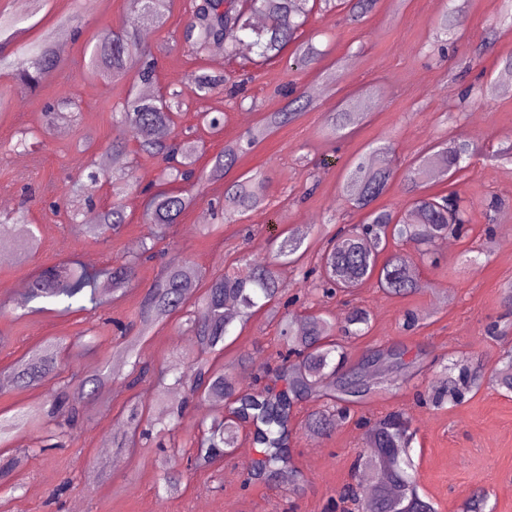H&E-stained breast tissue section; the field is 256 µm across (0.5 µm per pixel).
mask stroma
I'll return each instance as SVG.
<instances>
[{
  "mask_svg": "<svg viewBox=\"0 0 512 512\" xmlns=\"http://www.w3.org/2000/svg\"><path fill=\"white\" fill-rule=\"evenodd\" d=\"M450 0H378L375 10L361 25L344 19L339 9L312 10L300 35L323 52L318 67L295 70L284 58L253 69L250 53L196 56L182 45L189 19V0H173L166 23L143 27L142 44L154 58V93L169 91L181 76L194 72L224 74L235 80L243 70L254 79L248 93L253 108L239 107L227 92L202 101H189L176 118L177 130H191L204 147L198 168H208L226 141L242 137L262 113L284 105L282 92L302 93L322 87V72L335 69V92L314 99L312 109L279 130L255 149L241 156L234 175L261 170L268 177V204L233 222L216 224L209 203L224 195L223 183L192 186L198 203L161 242L163 262L191 259L210 275L224 273L238 257L249 254L264 261L270 256L271 237L307 225L305 242L311 252L323 248L318 225L335 222L342 227L362 223L364 211L353 208L341 195L349 161L368 147L390 144L394 174L378 206L402 211L409 205L402 184L410 166L429 147L449 139L466 140L477 151L454 179L426 181L422 191L443 195L459 191L465 199L470 222L450 248H436L434 261L418 259L413 244L400 243L401 251L414 258L412 270L424 290L404 296L388 295L367 283L349 298L319 301L316 311L344 319L350 307L369 310L366 335L345 339L349 366L372 376L371 355L379 349L404 350L402 363L386 360V377L395 387H374L353 404V421L319 436L311 449L304 421L317 404L305 401L294 412L290 452L299 471L297 478L278 475L247 481L239 454L252 447L248 430H241L239 449L205 469L187 468L178 461L176 491L165 493L166 470L158 448L144 444L135 450L111 448L102 456V439L113 438L125 424L132 400L152 403L150 418H163L184 408L179 441L200 436L204 424L219 409L204 399L188 400L185 389H171L162 382L129 388L113 383L79 403L83 417L75 442L66 448L38 451L43 426L16 430L7 447L0 448V512H354L352 502H340L339 493L357 483L353 464L366 455L357 418H373L389 411L406 413L414 440L410 450L418 490L436 512H461L478 491L489 494L493 512H512V394L484 385L466 394L461 404L435 408L421 404L417 395L438 388L445 379L444 365L468 357L483 368H492L512 351V311L503 306L501 290L512 285V162L497 159L496 151L512 140V94L496 93L492 99L477 96L479 87L494 78L503 58L512 56V28L499 24L504 0H468L461 34L439 51L433 17ZM0 13L17 19L18 43L41 45L47 33L65 40L59 65L37 91L24 90L10 70L0 69V200L6 213L24 211L39 237L35 254L21 255L13 235H0L7 258L0 261V373L46 340L66 343L64 367L87 373L112 363L118 340L112 322L136 320L143 296L152 285L157 267L141 266L133 288L121 298L101 293L99 314L85 311L59 313L50 304L21 306L18 283L29 282L42 268L77 262L88 270L119 266L139 246L147 232L142 222V188L157 183L161 163L141 154L133 170L137 190L122 202L127 222L118 234L93 240L75 233L70 220L72 198L93 197L97 207L110 205V178L95 187L80 183L68 192L67 179L88 160L100 157L117 130L112 112L130 89L138 87L139 61L129 62L124 77L105 82L89 76L85 47L102 28L131 25L126 0H0ZM367 91L368 122L355 133L328 139L323 135L324 115L336 111L342 100ZM74 99L71 121L48 126L47 103ZM221 112L225 122L219 132L204 127L198 113ZM46 129L38 144L17 147L23 129ZM189 335L181 315L160 323L141 348L142 361L155 369L190 363ZM280 345L278 329L266 311L257 312L246 324L234 325L224 342L221 361L242 383L256 387L257 376L273 364ZM57 390L49 379L26 389L0 392V413L8 415L33 406L49 409Z\"/></svg>",
  "mask_w": 512,
  "mask_h": 512,
  "instance_id": "1",
  "label": "stroma"
}]
</instances>
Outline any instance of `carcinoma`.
<instances>
[{
  "label": "carcinoma",
  "instance_id": "cac0c4a2",
  "mask_svg": "<svg viewBox=\"0 0 512 512\" xmlns=\"http://www.w3.org/2000/svg\"><path fill=\"white\" fill-rule=\"evenodd\" d=\"M378 0H343L346 18L352 23L362 21L373 12ZM306 0H251L241 4L238 0H193L190 19L185 25L182 40L191 53L199 54L209 46L224 47L228 56L237 54L246 46L260 65L279 57L286 47L295 43L298 31L308 20ZM130 10L139 22L162 25L170 10V0H129ZM463 17V7L457 5L451 13H440L435 21L437 32L454 34ZM87 67L104 81L122 76L126 63L134 56L144 57L138 30H106L93 38ZM322 51L311 42L296 43L288 58L289 66L307 68L318 62ZM58 66L56 55L49 44L30 53L14 57L16 78L30 89H36ZM512 79V57L503 62L499 75L479 90L480 98L493 96L500 80ZM224 86V75L193 73L172 84V100L129 93L122 107L112 113L113 122L120 128L119 140L105 150L101 161L92 162L82 171L91 181L98 180L112 170V195L109 207L99 210L96 222L75 224L78 232L98 239L108 233H118L126 223L122 197L134 187L131 182L133 158L128 144L135 143L137 151L149 153L163 163L156 190L147 195L143 223L148 233L139 249L120 267L109 272L107 284L113 295L126 292L137 277L140 264L156 258L155 245L165 237L166 229L179 223L180 217L197 203V197L176 187V183L197 184L224 182V215L232 219L247 211L261 208L266 203L267 176L256 171L227 179L244 152V146L260 145L271 135L297 121L310 107V100L299 94L274 111L263 113L259 122L246 132L245 140L224 143L210 169L196 167L198 146L189 133L175 139H158V128L175 127V108L179 98L188 94L196 100H206ZM365 94L347 98L339 111L327 115L325 123L334 137H343L346 131L363 125L368 113L364 111ZM476 152L473 144L448 140L437 151L422 155L406 176L404 190L410 195L411 208L402 216L374 203L387 191L391 178L389 147L379 145L367 156L354 159L343 177L342 193L353 207L367 211L366 220L334 232L326 248L315 260H307L308 247L304 240L291 235L272 241V259L257 263L249 256L238 259V271L218 276H206L202 267L193 261L169 264L163 267L155 284L148 289L137 316V330L128 337L124 346L116 351L118 363L106 371L83 377L73 373L61 376L58 371L62 347L47 343L18 360L8 374H0V388L24 389L46 378L58 379L59 392L53 411L57 417L42 437L43 449L63 448L74 436L79 410L70 399L95 395L114 376L128 379L135 388L152 377L150 365L141 361L138 347L167 315L189 306L188 320L191 341L196 347L189 371L179 372L173 365L161 378L173 376V385L189 386L191 396L210 399L228 407L236 420L224 415L214 417L204 426L201 436L194 442V453L187 462L196 469L210 466L215 460L231 454L236 447L241 423L252 427L255 444L260 446L256 468L251 478L271 477L291 467L288 438L295 406L307 399L325 398L329 404L309 415L307 428L326 432L347 418V403L367 395L356 392L360 382L373 387L370 381L355 371L344 370L346 353L335 339V332L344 336H360L370 325V315L361 307L352 308L344 324L336 327L333 320L323 314L304 317L306 330L296 329L289 307L298 302L294 298L280 302L287 285L282 279V268L292 267L304 288L303 298H329L337 294L336 286L350 292L374 280L392 295L414 293L422 285L409 274V258L399 251L389 250L388 227H393V238L423 246L422 254L429 255L438 240L456 232L469 221V210L454 191L446 196L420 193L427 179L456 175L462 163ZM1 232H16L24 253L34 252L38 237L32 225L13 219V224H1ZM41 299L63 306L69 311L73 304L83 300L91 308L100 306L94 277L74 264L44 269L29 282L25 302ZM283 308L279 320L282 350L277 352L278 364L265 371L268 383L260 390L240 392L224 369L215 366L209 356L224 342L234 323L245 324L256 312L266 308ZM129 370H124V367ZM458 377L448 374L442 393L435 402L445 399L459 402L463 389L481 384L482 369L470 370L457 362ZM488 379L497 389L512 392V353L506 354L491 369ZM413 439L411 420L400 412L366 423L365 441L370 454L362 460L369 470L364 475L368 485L349 489L344 496L356 502L361 512H436L433 503L421 496L416 486L410 447Z\"/></svg>",
  "mask_w": 512,
  "mask_h": 512
}]
</instances>
